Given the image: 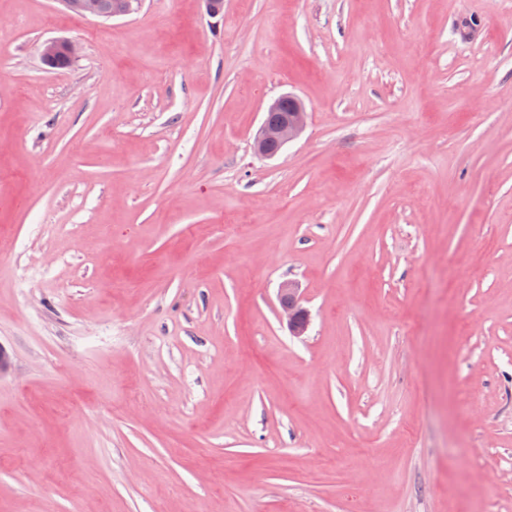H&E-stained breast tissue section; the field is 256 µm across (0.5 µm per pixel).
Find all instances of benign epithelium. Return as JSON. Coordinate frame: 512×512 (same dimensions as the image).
Segmentation results:
<instances>
[{
    "label": "benign epithelium",
    "instance_id": "7a95c632",
    "mask_svg": "<svg viewBox=\"0 0 512 512\" xmlns=\"http://www.w3.org/2000/svg\"><path fill=\"white\" fill-rule=\"evenodd\" d=\"M66 8L80 16L114 18L125 16L134 11V5L140 0H116L112 12L105 14L98 0H60ZM41 54L49 61L60 54L69 58L75 55V45L67 40H48L42 45ZM267 113L281 112L280 121L272 123L263 120L254 135L253 148L256 154L271 159L277 156L290 142L297 139L307 125V112L301 100L292 94H283L274 99L266 109ZM278 302L282 315L287 320L288 329L296 337L302 336L309 325V313L301 305L298 288L291 282L281 285Z\"/></svg>",
    "mask_w": 512,
    "mask_h": 512
}]
</instances>
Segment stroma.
Segmentation results:
<instances>
[{"label": "stroma", "instance_id": "stroma-1", "mask_svg": "<svg viewBox=\"0 0 512 512\" xmlns=\"http://www.w3.org/2000/svg\"><path fill=\"white\" fill-rule=\"evenodd\" d=\"M0 512H512V0H0ZM114 1L100 0L99 3L98 0H61L70 12L77 15L108 18L125 16L132 13L135 9L134 4L140 2V0H117L112 8ZM101 10L108 14H104ZM75 45L67 40H48L42 45L41 54L45 61H49L60 54L58 57L48 63L50 67L59 68L70 63L68 57L73 59L75 55ZM289 103L292 106L287 109ZM266 112L262 124L254 135L253 148L259 156L271 159L302 134L307 125V112L301 100L292 94H283L274 99L267 106ZM273 112L285 113L280 121L272 123L268 118L272 121L279 118V114ZM270 145H275L276 149L271 150ZM298 288L292 282L281 285L278 292V302L282 315L287 320L288 329L293 336H302L309 325V313L301 305Z\"/></svg>", "mask_w": 512, "mask_h": 512}]
</instances>
